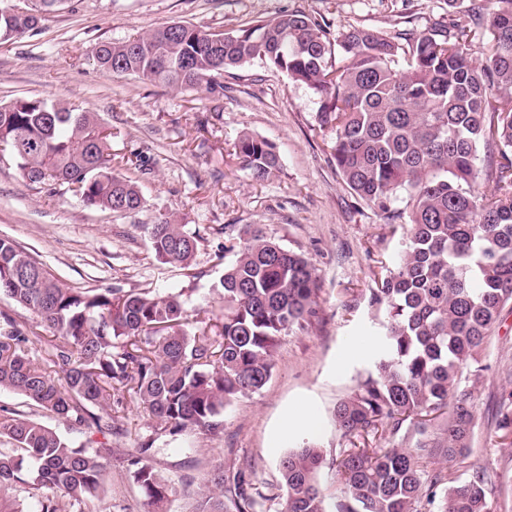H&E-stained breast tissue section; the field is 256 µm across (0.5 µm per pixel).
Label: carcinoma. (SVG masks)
<instances>
[{
    "instance_id": "1",
    "label": "carcinoma",
    "mask_w": 512,
    "mask_h": 512,
    "mask_svg": "<svg viewBox=\"0 0 512 512\" xmlns=\"http://www.w3.org/2000/svg\"><path fill=\"white\" fill-rule=\"evenodd\" d=\"M444 13L421 28L392 33L325 16L282 12L231 30L177 23L99 44L98 67L115 77L213 87L222 72L260 60L315 91L319 128L335 134L331 156L343 182L386 223L402 222L399 261L373 289L371 307L384 330L382 351L336 406L341 439L381 433L386 448L336 449L339 489L327 503L326 455L307 441L280 460L275 497L281 512H490L487 472L460 481L429 474L427 463L456 460L473 424L476 355L512 304V0H444ZM37 14H10L0 0V35L34 30ZM487 37L481 56L475 40ZM25 177L78 185L82 201L102 211L145 204L137 181L112 170V133L98 113L61 96L0 104V145ZM235 155L252 179L279 169L266 139L244 133ZM485 166L477 168L479 153ZM404 207H395L396 203ZM156 259L191 266L197 237L178 213L145 227ZM224 253V312L194 326L181 294L106 288L79 291L14 241L0 237V295L56 330L46 341L0 312V389L24 396L69 426L102 435L76 449L57 430L0 407V512H24L11 491L37 497L33 512H64L98 495L117 453L108 408L134 396L162 430L217 431L234 400L269 381L284 336L317 314L320 279L301 253L260 229ZM47 342L35 361L32 346ZM500 438L512 445V391L500 398ZM154 437L122 458L148 503L161 512L172 486L147 456ZM212 482L236 512H256L242 478ZM49 489L56 495L42 494Z\"/></svg>"
}]
</instances>
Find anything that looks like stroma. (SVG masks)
<instances>
[{"instance_id":"1","label":"stroma","mask_w":512,"mask_h":512,"mask_svg":"<svg viewBox=\"0 0 512 512\" xmlns=\"http://www.w3.org/2000/svg\"><path fill=\"white\" fill-rule=\"evenodd\" d=\"M283 11L324 15L340 29L390 32L401 8L391 0H63L42 13L37 29L0 40V103L67 95L111 128L114 172L131 162L143 167L144 207L117 215L86 206L71 186L29 181L10 152L0 150V236L15 240L57 279L86 290L178 293L189 313L205 321L222 307L228 224L262 228L303 253L319 275L318 319L283 338L268 383L227 405L220 431L157 432L156 421L130 397L115 412L126 427L112 437L121 453H135L142 437L154 435L149 462L173 487L167 512H193L198 493L212 490L217 468L229 478L244 473L265 493L257 512H281L273 497L280 457L313 439L335 458L342 445L336 405L379 348L369 301L396 259L401 228L385 223L341 179L318 129L320 100L307 85L258 60L227 70L216 91L114 78L98 69L93 50L175 22L239 29ZM244 132L275 146L276 177L254 181L235 158L233 144ZM170 211L199 236L187 270L160 264L143 230ZM479 360L474 425L457 474L463 480L494 474L491 512H512V446L502 445L497 431L499 396L512 390V313L488 337ZM0 406L32 415L74 446L92 438L89 429L68 427L12 391L0 390ZM300 410L314 418V428L284 429L283 420ZM68 512H148L147 498L115 465L98 498Z\"/></svg>"}]
</instances>
